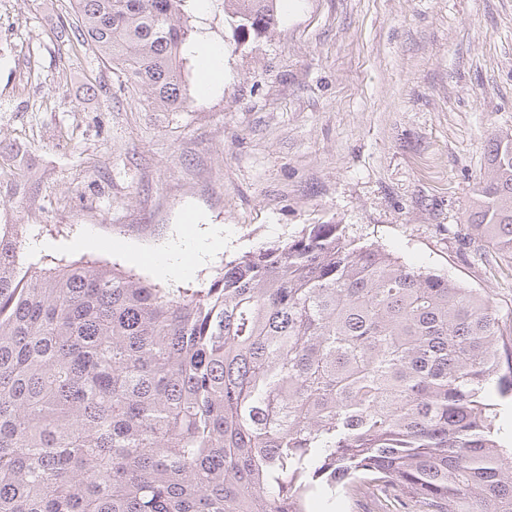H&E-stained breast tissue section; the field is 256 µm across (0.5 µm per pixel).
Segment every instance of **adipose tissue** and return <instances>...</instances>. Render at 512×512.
<instances>
[{
	"label": "adipose tissue",
	"instance_id": "ef3b65f1",
	"mask_svg": "<svg viewBox=\"0 0 512 512\" xmlns=\"http://www.w3.org/2000/svg\"><path fill=\"white\" fill-rule=\"evenodd\" d=\"M223 248V228L215 226L203 233L193 223L177 241L143 255L142 261L158 279L173 280L189 275L208 255Z\"/></svg>",
	"mask_w": 512,
	"mask_h": 512
}]
</instances>
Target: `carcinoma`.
Returning <instances> with one entry per match:
<instances>
[{
  "mask_svg": "<svg viewBox=\"0 0 512 512\" xmlns=\"http://www.w3.org/2000/svg\"><path fill=\"white\" fill-rule=\"evenodd\" d=\"M283 0H224L242 35ZM186 0H72L75 29L183 112ZM466 223L512 258V135ZM0 224V512H309L363 482L419 512H512V391L493 299L358 244L340 224L169 291L103 265L20 262ZM495 404H497L496 429L499 428L498 436L505 446L512 448V392L501 397L493 394Z\"/></svg>",
  "mask_w": 512,
  "mask_h": 512,
  "instance_id": "1",
  "label": "carcinoma"
}]
</instances>
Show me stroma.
Returning <instances> with one entry per match:
<instances>
[{
  "mask_svg": "<svg viewBox=\"0 0 512 512\" xmlns=\"http://www.w3.org/2000/svg\"><path fill=\"white\" fill-rule=\"evenodd\" d=\"M74 19L69 0H0V221L44 245L24 263L148 280L127 247L175 240L194 214L224 227L223 252L176 283L199 289L232 256L333 222L490 294L512 339V259L464 221L490 140L512 134V0H288L245 39L208 0L190 21L223 45L224 87L184 112L57 38ZM335 512L413 509L361 484Z\"/></svg>",
  "mask_w": 512,
  "mask_h": 512,
  "instance_id": "1",
  "label": "stroma"
}]
</instances>
